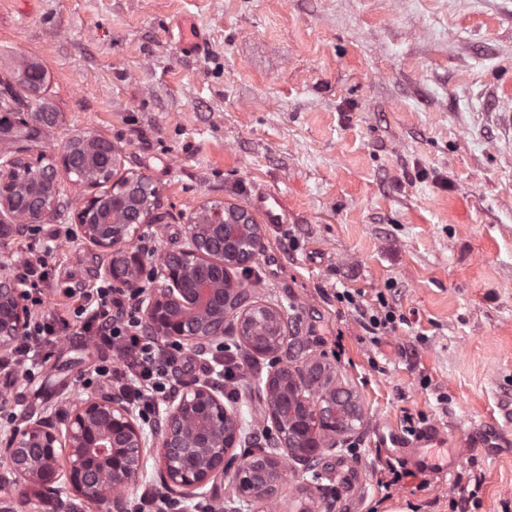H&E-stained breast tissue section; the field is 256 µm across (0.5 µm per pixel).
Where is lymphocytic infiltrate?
<instances>
[{
  "mask_svg": "<svg viewBox=\"0 0 512 512\" xmlns=\"http://www.w3.org/2000/svg\"><path fill=\"white\" fill-rule=\"evenodd\" d=\"M56 238V233H49L47 241L16 259L13 273L24 285L22 296L31 320L21 341L0 355V367L7 375L34 380L53 356L60 333L76 328L83 342L101 353L88 370L84 387L110 385L113 396L129 404L146 424L158 422L161 407L176 390L178 373L190 362L186 347L151 336L143 324L138 292L107 282L82 292L67 315H43L44 290L55 281L48 257L49 243ZM336 297L359 314L371 334L394 332L403 321L385 293H377L373 307L363 304L357 290L346 289ZM206 359L203 379L216 381L227 397H238L246 369L230 345L214 344Z\"/></svg>",
  "mask_w": 512,
  "mask_h": 512,
  "instance_id": "f902f5d3",
  "label": "lymphocytic infiltrate"
}]
</instances>
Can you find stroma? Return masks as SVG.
I'll list each match as a JSON object with an SVG mask.
<instances>
[{"label":"stroma","instance_id":"1","mask_svg":"<svg viewBox=\"0 0 512 512\" xmlns=\"http://www.w3.org/2000/svg\"><path fill=\"white\" fill-rule=\"evenodd\" d=\"M201 33L194 53L172 34ZM45 73L36 104L55 113L33 140L1 141L30 163L59 159L70 141L102 138L120 172L158 194L140 236L155 255L187 245L203 206H247L281 191L287 231L261 226L263 252L243 281L284 308L301 354L352 390L360 426L316 462L288 474L278 503L322 512H450L459 487L482 478L478 507H512V0H0V82L24 65ZM90 194L61 180L63 214L43 313L64 316L66 289L98 284L101 252L66 232ZM378 292L404 324L374 337L335 297ZM97 351L69 337L35 382L16 380L15 412L57 418L81 394ZM420 418L433 467L400 460L382 439ZM409 472L391 497L385 461Z\"/></svg>","mask_w":512,"mask_h":512}]
</instances>
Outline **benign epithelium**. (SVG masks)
Wrapping results in <instances>:
<instances>
[{
  "label": "benign epithelium",
  "mask_w": 512,
  "mask_h": 512,
  "mask_svg": "<svg viewBox=\"0 0 512 512\" xmlns=\"http://www.w3.org/2000/svg\"><path fill=\"white\" fill-rule=\"evenodd\" d=\"M44 72L25 68L18 86L0 84V105L30 100ZM112 145L103 139L72 141L60 164L33 167L19 157L0 155V209L27 222L56 216L61 175L79 172L85 184L111 189L86 198L75 214L81 237L110 255L99 276L124 288L141 287L139 268L123 256L155 203L156 191L145 178L112 181ZM188 247L165 253L153 277L154 287L140 295L143 316L158 336L201 349L224 335V317L239 313V336L255 355H267L296 344L291 321L283 310L263 302L239 304V289L228 288L229 268L246 266L264 249V240L250 213L217 203L204 207L187 225ZM29 315L22 284L0 280V350L24 335ZM322 402L313 410L296 396L297 376L275 368L262 380L267 418L279 439L277 452L245 461L235 471L246 504L279 500L288 477V460L302 461L324 448H336V422L353 428L359 406L351 391L341 394L321 386L322 371L307 369ZM241 421L224 405V391L188 374L165 409L163 429L148 434L142 419L110 394L90 392L77 398L68 418L54 424L42 416L23 414L0 448V487L21 482L54 495L56 512H76L63 494L95 500L99 512H125L124 491L138 481L146 457L154 455L164 474L163 488L192 500L215 490L224 476L229 453L239 438ZM64 450L68 465L57 463Z\"/></svg>",
  "instance_id": "benign-epithelium-1"
}]
</instances>
